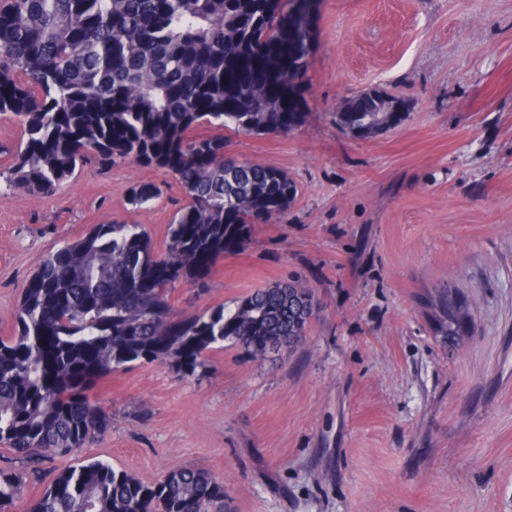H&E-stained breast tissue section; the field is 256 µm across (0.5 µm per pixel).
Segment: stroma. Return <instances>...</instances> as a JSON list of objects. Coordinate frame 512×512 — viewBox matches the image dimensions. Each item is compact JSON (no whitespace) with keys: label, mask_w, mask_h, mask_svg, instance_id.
<instances>
[{"label":"stroma","mask_w":512,"mask_h":512,"mask_svg":"<svg viewBox=\"0 0 512 512\" xmlns=\"http://www.w3.org/2000/svg\"><path fill=\"white\" fill-rule=\"evenodd\" d=\"M294 131L224 133L226 154L288 172L287 223L252 225L175 310L234 308L299 280L317 309L303 344L253 357L233 342L194 374L133 363L99 378L100 443L24 475V500L89 459L152 482L195 468L227 512H512V0H316ZM380 88L397 127L356 139L345 100ZM157 185L150 204L132 189ZM183 193L131 162L85 167L51 198L0 184V335L42 260L96 224L144 225L163 251ZM464 303L457 344L427 299Z\"/></svg>","instance_id":"obj_1"}]
</instances>
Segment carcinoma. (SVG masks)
<instances>
[{"label": "carcinoma", "mask_w": 512, "mask_h": 512, "mask_svg": "<svg viewBox=\"0 0 512 512\" xmlns=\"http://www.w3.org/2000/svg\"><path fill=\"white\" fill-rule=\"evenodd\" d=\"M290 48L264 0H0V115L21 141L0 180L52 197L87 164L129 161L171 173L186 203L158 255L141 224H96L49 253L29 279L14 332L0 336V444L26 468L94 444L110 416L87 389L129 364L167 362L194 374L228 339L253 356L303 343L311 288L282 281L230 311L176 314L168 288L201 283L252 224L288 221L298 186L284 171L224 156V136L294 129L303 86L284 71ZM368 94L344 102L336 125L364 139L397 126ZM157 187L132 189L136 207ZM435 317L442 336L463 322ZM22 473L0 468V512ZM26 512H224V483L192 468L153 483L90 460L57 471Z\"/></svg>", "instance_id": "1"}]
</instances>
